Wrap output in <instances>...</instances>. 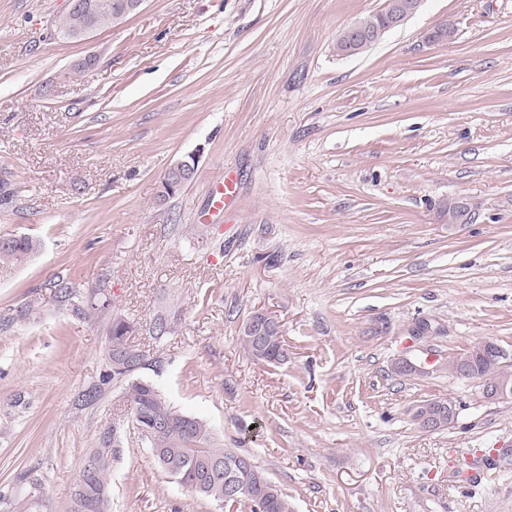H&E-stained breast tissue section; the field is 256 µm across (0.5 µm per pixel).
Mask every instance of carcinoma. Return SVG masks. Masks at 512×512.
Here are the masks:
<instances>
[{
	"label": "carcinoma",
	"instance_id": "carcinoma-1",
	"mask_svg": "<svg viewBox=\"0 0 512 512\" xmlns=\"http://www.w3.org/2000/svg\"><path fill=\"white\" fill-rule=\"evenodd\" d=\"M121 0H80L71 12L60 17L58 33L67 39L87 25L102 28L116 22ZM37 249V242L25 235L0 236V264L25 262ZM58 302L71 306L78 317L89 318L110 300L99 296V290L84 294L71 280L61 279L54 284ZM137 326L120 313L112 315L107 328V353L111 371L107 377L127 382V403L132 422L151 450L162 449L154 455L160 468L180 484L202 497L222 502L227 497L224 469L210 465H226L238 453L218 447L205 423L173 407L157 388L147 380L135 378L146 366L145 354L131 344ZM243 348L256 361L273 365L288 357L283 337L272 336L265 349L258 351L246 336H240ZM112 429L100 436V447L91 450L86 460L94 463L93 470L81 468L73 493L72 512H110L108 465L112 455ZM270 492L258 496L250 506L251 512H293L288 495L272 481Z\"/></svg>",
	"mask_w": 512,
	"mask_h": 512
}]
</instances>
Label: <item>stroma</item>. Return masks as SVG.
<instances>
[{
    "instance_id": "stroma-1",
    "label": "stroma",
    "mask_w": 512,
    "mask_h": 512,
    "mask_svg": "<svg viewBox=\"0 0 512 512\" xmlns=\"http://www.w3.org/2000/svg\"><path fill=\"white\" fill-rule=\"evenodd\" d=\"M383 3L145 0L73 41L56 27L68 0H0V236L39 242L0 267V500L36 486L47 512H71L113 424L111 512H228L161 470L121 384L102 383L119 311L140 325V377L251 456L294 512H512V398L395 369L484 341L512 359V0H423L338 56ZM443 21L452 39L426 42ZM191 156L194 178L162 196ZM228 172L227 223H199ZM457 200L468 223L448 221ZM61 277L105 288L111 308L76 317ZM29 299L38 316L16 320ZM164 309L177 331L157 341ZM258 310L282 324V365L239 343ZM436 398L455 420L423 430L412 409ZM480 448L501 454L484 465ZM346 31L348 33L347 42L338 48V51L342 56H355L357 53L371 45L373 40L378 38V35L373 37L371 33L368 32L358 21L348 26ZM382 36L383 34L379 37V39ZM377 41H374L372 44L376 43Z\"/></svg>"
}]
</instances>
